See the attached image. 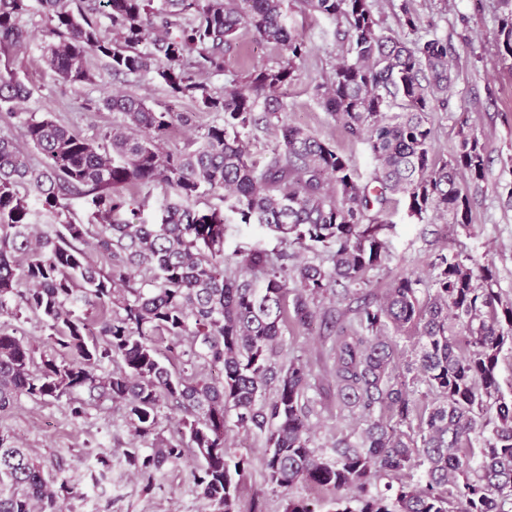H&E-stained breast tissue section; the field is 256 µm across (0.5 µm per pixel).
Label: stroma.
<instances>
[{"label":"stroma","mask_w":512,"mask_h":512,"mask_svg":"<svg viewBox=\"0 0 512 512\" xmlns=\"http://www.w3.org/2000/svg\"><path fill=\"white\" fill-rule=\"evenodd\" d=\"M373 11L383 33L405 39L434 36L448 42L453 85L448 104L432 114L435 151L445 158L457 142L459 127L472 129L486 146L487 173L484 181L468 184L472 198V231L452 232L434 217H408L405 202H397L390 216L394 228L388 235L392 261L374 279L372 289L381 292L394 277L427 270L431 256L445 249L462 250L487 258L504 295L512 297V206L507 205V187H512V70L498 53L501 13L497 0H373ZM418 19L417 32L404 24L405 13ZM288 21L305 39L308 55L292 83L280 91L287 103L288 122L306 128L352 156L360 171H368L371 159L364 147L351 142L312 95L313 86L345 54L336 38V25L320 14L304 9L300 0H288ZM32 31L27 47L10 57L9 67L31 89L23 110L49 112L61 124L93 135L108 127L112 115L88 108V100L105 91H123L145 97L155 108L176 106L191 111L190 103L173 104L166 90L156 83L129 84L112 77L98 60H91L94 85L74 88L51 75L42 61V30L39 15L24 17ZM333 337L291 326L285 330L280 360L294 357L307 361L316 388L311 391L312 435L316 447L325 448L336 435L349 431L354 422L340 412L335 396L322 395L331 383ZM13 436L18 445L45 470L64 468L79 479L82 494L70 500L66 512H213L210 503L193 488L186 465H165L153 485H146L125 462L123 452L136 440L119 406L111 402L87 407L83 417L72 418L66 405L48 404L29 398L0 414V432ZM228 441L236 454L251 461L239 493V512H252L260 503L263 512H283L281 493L264 480V440L258 436L230 432ZM112 459L106 489L93 487L89 468L94 454Z\"/></svg>","instance_id":"obj_1"}]
</instances>
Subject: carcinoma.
Wrapping results in <instances>:
<instances>
[{
    "label": "carcinoma",
    "mask_w": 512,
    "mask_h": 512,
    "mask_svg": "<svg viewBox=\"0 0 512 512\" xmlns=\"http://www.w3.org/2000/svg\"><path fill=\"white\" fill-rule=\"evenodd\" d=\"M73 2L0 0V53L24 48L22 19L36 11L47 21L43 59L60 80L95 83L96 57L213 118L197 125L194 112L104 91L92 104L112 125L86 136L49 112L17 111L31 89L0 72V112L17 120L16 132H0V317L28 313L48 331L41 350L0 330V412L26 396L79 417L83 390L117 403L150 442L124 451L128 465L150 485L191 448L193 486L213 512H235L249 471L227 443L233 428L265 438L266 479L285 493L284 512H512V384L500 380L512 300L492 267L439 252L427 276L370 290L391 260L392 197L413 218L472 229L464 183L485 178V147L462 127L448 159L434 148L431 115L452 85L448 41L380 32L369 0H300L334 19L347 44L315 97L365 145L373 167L363 174L283 120L278 90L307 55L287 0ZM498 3V51L512 58V0ZM244 29L283 55L218 92L208 79L224 74ZM178 127L196 133L176 145ZM271 129L277 144L260 162L246 140ZM151 187L163 202L147 224L137 192ZM31 195L57 218L52 231L29 221ZM74 197L91 210L85 224L67 219ZM228 212L276 246L244 248L236 269L224 267ZM318 318L336 329V402L357 421L329 448L313 446L308 365L277 359L288 321ZM105 362L116 369L100 373ZM170 404L182 412L176 442L157 432ZM299 484L330 497L296 496ZM78 496L69 477L0 434V512H62Z\"/></svg>",
    "instance_id": "obj_1"
}]
</instances>
